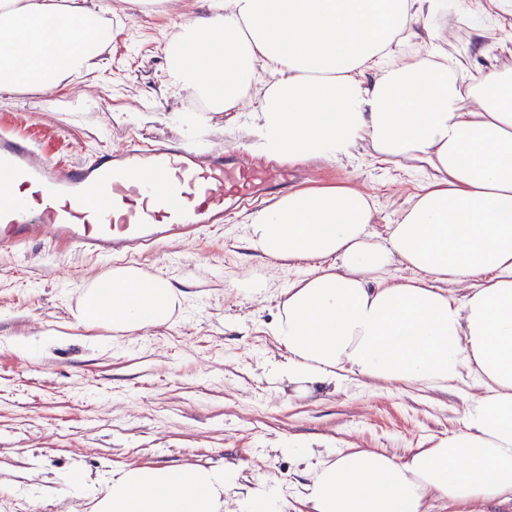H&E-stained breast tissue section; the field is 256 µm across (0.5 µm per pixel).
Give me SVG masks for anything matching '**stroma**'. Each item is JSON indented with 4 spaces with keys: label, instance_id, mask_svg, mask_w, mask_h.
<instances>
[{
    "label": "stroma",
    "instance_id": "stroma-1",
    "mask_svg": "<svg viewBox=\"0 0 512 512\" xmlns=\"http://www.w3.org/2000/svg\"><path fill=\"white\" fill-rule=\"evenodd\" d=\"M104 22L116 29L100 70L67 77L50 95L0 92V129L21 120L47 132V154L68 164L137 139L179 138L208 150L245 148L251 111L199 112L182 94H159L165 41L180 12L166 0H131ZM431 41L448 40L467 74L487 61L512 68V26L496 32L493 59L480 54L468 22L437 18ZM295 188L346 184L370 194L385 238L425 181L417 162H377L370 148L335 163L302 161ZM247 212L201 238L164 245L141 259L148 276L183 292L171 321L127 336L79 323L85 291L120 267L41 242L0 246V512H92L94 491L128 467L241 468L254 487H276L283 512H307L305 479L288 444L321 452L383 449L403 457L461 425L462 385L418 389L349 377L337 389L294 392L280 368L288 354L272 335L280 292L304 266L279 268L244 242ZM265 279L263 294L248 282ZM26 343L27 353L14 351ZM89 486L76 490L73 470Z\"/></svg>",
    "mask_w": 512,
    "mask_h": 512
}]
</instances>
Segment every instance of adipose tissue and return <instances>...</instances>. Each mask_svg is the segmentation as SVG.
Returning <instances> with one entry per match:
<instances>
[{
	"label": "adipose tissue",
	"mask_w": 512,
	"mask_h": 512,
	"mask_svg": "<svg viewBox=\"0 0 512 512\" xmlns=\"http://www.w3.org/2000/svg\"><path fill=\"white\" fill-rule=\"evenodd\" d=\"M209 0L166 40V90L210 112L254 106L248 150L336 162L369 146L426 179L384 240L373 198L314 185L250 214L245 239L270 260L312 261L284 288L273 335L293 384L470 387L461 428L405 458L342 448L311 467L310 512H459L512 503V68L464 65L409 41L448 8L479 16L486 44L512 0ZM97 0H0V91L46 94L99 69L113 39ZM93 287L86 324L128 335L165 324L168 278L121 268ZM464 285L455 295L454 285ZM234 465L121 471L93 512H224Z\"/></svg>",
	"instance_id": "obj_1"
}]
</instances>
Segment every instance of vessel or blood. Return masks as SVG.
Returning a JSON list of instances; mask_svg holds the SVG:
<instances>
[{"instance_id":"vessel-or-blood-1","label":"vessel or blood","mask_w":512,"mask_h":512,"mask_svg":"<svg viewBox=\"0 0 512 512\" xmlns=\"http://www.w3.org/2000/svg\"><path fill=\"white\" fill-rule=\"evenodd\" d=\"M295 175L283 162L200 154L174 140L133 141L62 165L21 129H0V242L39 240L100 259L148 254L283 193Z\"/></svg>"}]
</instances>
